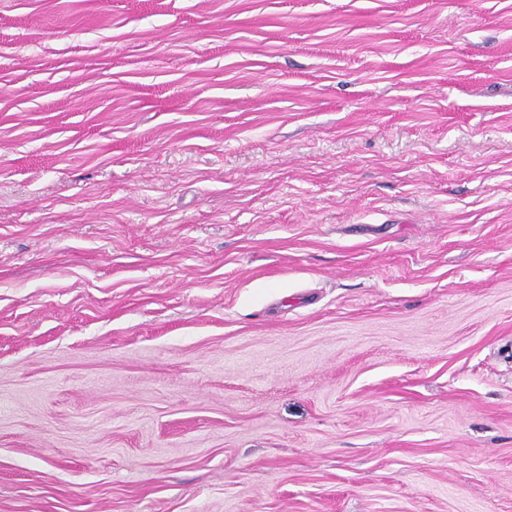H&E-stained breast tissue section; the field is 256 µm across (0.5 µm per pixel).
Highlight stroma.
<instances>
[{
    "mask_svg": "<svg viewBox=\"0 0 512 512\" xmlns=\"http://www.w3.org/2000/svg\"><path fill=\"white\" fill-rule=\"evenodd\" d=\"M0 512H512V0H0Z\"/></svg>",
    "mask_w": 512,
    "mask_h": 512,
    "instance_id": "35a3bbf8",
    "label": "stroma"
}]
</instances>
